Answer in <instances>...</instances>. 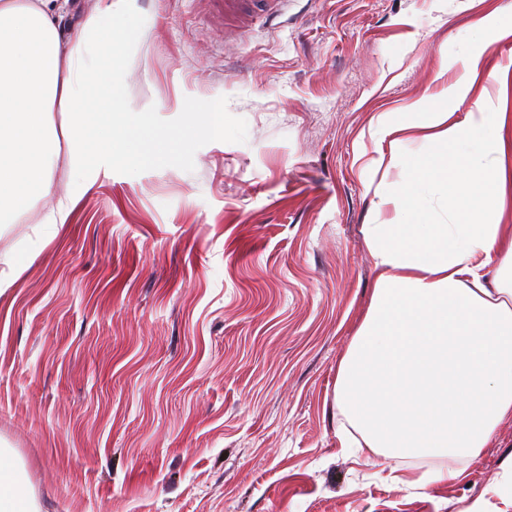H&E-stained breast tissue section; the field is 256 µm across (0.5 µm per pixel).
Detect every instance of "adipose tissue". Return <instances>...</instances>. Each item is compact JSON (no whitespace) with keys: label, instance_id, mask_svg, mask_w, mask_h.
<instances>
[{"label":"adipose tissue","instance_id":"1","mask_svg":"<svg viewBox=\"0 0 512 512\" xmlns=\"http://www.w3.org/2000/svg\"><path fill=\"white\" fill-rule=\"evenodd\" d=\"M121 2L96 0L64 36L54 0H0V224L47 202L35 242H44V225L66 223L113 163L167 139L147 130L130 149L114 142L116 32L132 28ZM405 126L427 130L430 157L411 161L392 197L397 209L416 210L433 180L480 175L449 192L445 223L367 225L377 279L338 367L336 403L343 447L431 458L430 480L451 481L458 473L440 459L478 457L512 419V225L501 221L512 199L493 163L512 148V132L501 112L464 123L425 112ZM61 157L72 173L62 190L48 169ZM0 512H42L23 465L0 470Z\"/></svg>","mask_w":512,"mask_h":512}]
</instances>
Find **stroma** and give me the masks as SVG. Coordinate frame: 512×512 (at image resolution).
I'll return each mask as SVG.
<instances>
[{"label": "stroma", "instance_id": "1", "mask_svg": "<svg viewBox=\"0 0 512 512\" xmlns=\"http://www.w3.org/2000/svg\"><path fill=\"white\" fill-rule=\"evenodd\" d=\"M115 102L167 134L117 162L0 296V442L44 512H512V420L432 464L341 446L336 377L372 298L369 224L435 109L512 119V0H284L230 34L206 0H126Z\"/></svg>", "mask_w": 512, "mask_h": 512}]
</instances>
